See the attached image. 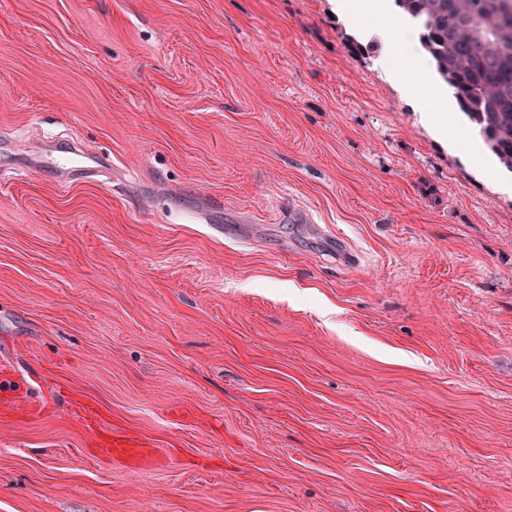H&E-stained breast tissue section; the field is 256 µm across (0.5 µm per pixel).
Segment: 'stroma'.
<instances>
[{
    "mask_svg": "<svg viewBox=\"0 0 512 512\" xmlns=\"http://www.w3.org/2000/svg\"><path fill=\"white\" fill-rule=\"evenodd\" d=\"M336 3L0 0V512H512V173Z\"/></svg>",
    "mask_w": 512,
    "mask_h": 512,
    "instance_id": "obj_1",
    "label": "stroma"
}]
</instances>
